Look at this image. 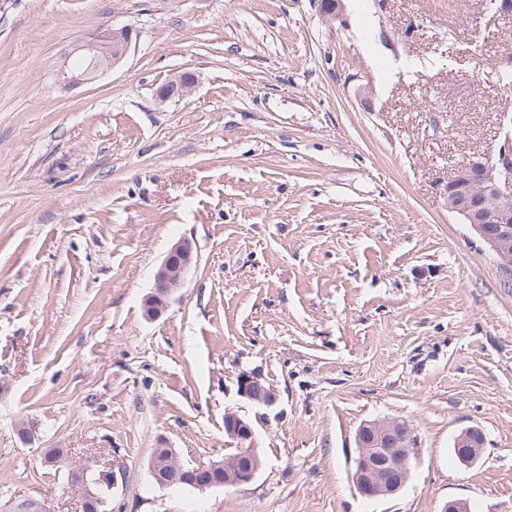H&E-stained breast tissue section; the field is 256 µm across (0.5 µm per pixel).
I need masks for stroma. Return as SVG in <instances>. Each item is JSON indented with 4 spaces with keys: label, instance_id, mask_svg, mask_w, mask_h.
<instances>
[{
    "label": "stroma",
    "instance_id": "stroma-1",
    "mask_svg": "<svg viewBox=\"0 0 512 512\" xmlns=\"http://www.w3.org/2000/svg\"><path fill=\"white\" fill-rule=\"evenodd\" d=\"M483 5L345 0L327 25L311 0H0V503L80 512L43 463L63 448L122 466L105 512H512V278L441 193L512 132V13ZM116 23L124 60L69 83ZM183 238L185 284L146 319ZM246 373L273 406L240 396ZM230 412L256 431L252 482H153L154 449L236 448ZM384 418L420 448L368 500L355 437ZM193 243L181 239L173 245L163 259L154 276L151 291L143 301L145 316L156 318L167 307L171 298L182 288L194 258ZM455 444L458 448H462L458 454L459 462L468 467L475 464L481 457L485 440L480 430L470 427L463 429L455 438Z\"/></svg>",
    "mask_w": 512,
    "mask_h": 512
}]
</instances>
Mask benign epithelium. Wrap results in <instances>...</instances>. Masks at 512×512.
<instances>
[{
    "label": "benign epithelium",
    "instance_id": "obj_1",
    "mask_svg": "<svg viewBox=\"0 0 512 512\" xmlns=\"http://www.w3.org/2000/svg\"><path fill=\"white\" fill-rule=\"evenodd\" d=\"M324 22H347L342 0H315ZM132 44V29L128 26L112 27L101 42L84 45L85 53L78 80L96 78L107 69L119 64ZM195 86V77L184 73L178 79L163 86L158 98L167 100L179 90L189 92ZM448 212L457 215L470 231L493 253L503 274H512V136L506 135L498 153L494 156L479 155L468 158L459 166V177L444 186ZM193 243L184 238L173 245L154 276L151 291L143 301L145 316L153 319L167 307L171 298L182 288L193 262ZM239 393L247 400L271 406L277 400L275 391L261 377L242 375ZM228 436L235 439L238 447L247 451L251 458L248 466L224 461V486H238L253 481L261 469L257 454L256 434L252 425L235 413L226 414ZM357 456L354 460L353 482L366 498L393 495L400 491L409 477V462L418 448V437L411 425L401 420L376 419L360 426L356 435ZM461 448L459 462L468 467L481 457L485 440L480 430L470 427L455 438ZM167 472L161 474L157 460H152V475L164 487H172L181 481L183 467L176 462L172 449L162 453ZM44 462L61 467L69 473V485L86 512L90 502L91 485L113 487L117 473L110 465L100 469L95 464L71 463L65 456L48 452ZM0 512H50L44 499L25 498L14 500L0 507Z\"/></svg>",
    "mask_w": 512,
    "mask_h": 512
}]
</instances>
